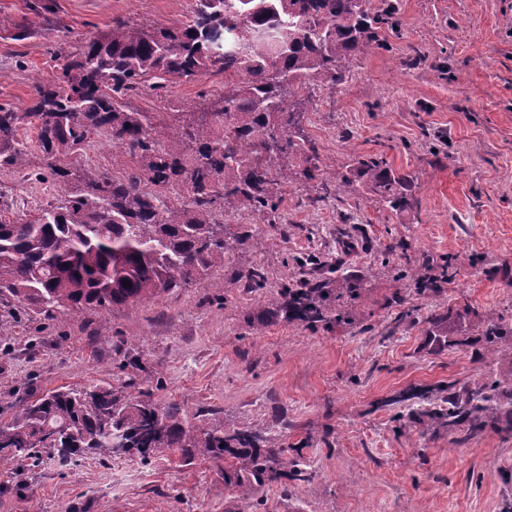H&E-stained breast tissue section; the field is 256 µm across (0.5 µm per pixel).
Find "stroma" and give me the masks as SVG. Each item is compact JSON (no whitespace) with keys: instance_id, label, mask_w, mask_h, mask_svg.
<instances>
[{"instance_id":"1","label":"stroma","mask_w":512,"mask_h":512,"mask_svg":"<svg viewBox=\"0 0 512 512\" xmlns=\"http://www.w3.org/2000/svg\"><path fill=\"white\" fill-rule=\"evenodd\" d=\"M397 28L348 62L301 118L327 173L309 185L300 157L281 158L272 192L278 224L249 206L216 212L228 236L261 239L230 253L202 281L150 299L50 317L0 299V420L19 399L61 388L111 386L126 398L179 408L189 426L252 427L281 438L313 471L258 512H512V431H451L409 412L411 389L448 382L512 384V344L487 353L488 317L512 321V0H393ZM195 0H0V104L22 105L35 77L56 74L84 37L132 26L176 27ZM224 92L209 73L166 89L144 82L130 109L162 124L208 111ZM383 156L411 176L409 203L390 208L357 160ZM78 159L121 178L128 155L103 140ZM43 166L0 171L8 220L26 219L56 190L30 181ZM419 294L399 269L440 274ZM265 274L260 288L244 275ZM363 280L351 324L309 329L277 318L280 286ZM439 317L432 325L431 317ZM224 470L202 456L145 464L104 453L59 467L50 455L17 471L0 465V512H231Z\"/></svg>"}]
</instances>
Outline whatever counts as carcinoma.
Here are the masks:
<instances>
[{"label": "carcinoma", "instance_id": "obj_1", "mask_svg": "<svg viewBox=\"0 0 512 512\" xmlns=\"http://www.w3.org/2000/svg\"><path fill=\"white\" fill-rule=\"evenodd\" d=\"M372 0H195L190 21L180 27H131L118 23L85 39L79 56L61 66L51 82L36 79L24 108L0 104V171L20 172L32 148L46 167L43 184L62 188L29 219L0 218V298H12L52 317L60 310L106 308L147 299L205 278L224 266V256L246 240L224 236L215 209L249 205L257 224H274L279 202L271 191L274 162L306 153L300 128L299 93L317 84L344 81L349 58L378 41L385 15ZM224 74V94L211 111L178 126L156 122L151 112L126 107L122 99L142 81L195 80ZM36 130L26 141L20 130ZM106 136L134 164L114 178L90 165L67 167L66 151ZM358 166L374 179L388 206L407 205L406 179L386 161L363 156ZM184 188L188 199L169 202L166 193ZM422 292L435 293L441 279L408 271ZM360 281L343 277L336 287L303 282L281 290L280 316L288 323L329 326L350 322L348 302ZM336 315L330 316L331 306ZM481 336L490 349L512 343V322L488 318ZM448 393L443 404L411 413L450 428L471 431L505 418L512 426V389L493 381ZM18 411L0 421V462L37 459L50 448L65 465L73 457L105 452L151 460L179 449L224 464L238 512H254L265 487L287 480L308 482L313 473L273 436L251 427L187 429L172 405L128 401L111 388L53 391L19 400Z\"/></svg>", "mask_w": 512, "mask_h": 512}]
</instances>
